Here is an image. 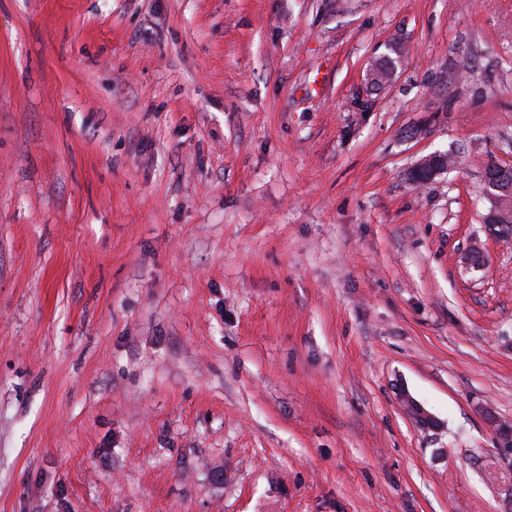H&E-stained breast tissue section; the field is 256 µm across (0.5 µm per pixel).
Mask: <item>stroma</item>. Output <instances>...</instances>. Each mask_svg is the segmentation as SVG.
Returning <instances> with one entry per match:
<instances>
[{
    "label": "stroma",
    "instance_id": "35a3bbf8",
    "mask_svg": "<svg viewBox=\"0 0 512 512\" xmlns=\"http://www.w3.org/2000/svg\"><path fill=\"white\" fill-rule=\"evenodd\" d=\"M505 162L512 0H0V512H512Z\"/></svg>",
    "mask_w": 512,
    "mask_h": 512
}]
</instances>
